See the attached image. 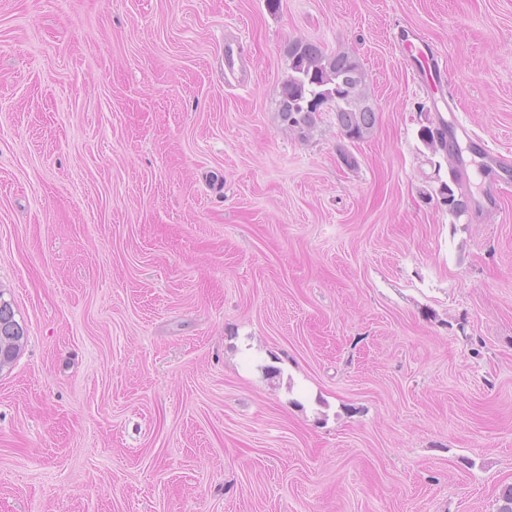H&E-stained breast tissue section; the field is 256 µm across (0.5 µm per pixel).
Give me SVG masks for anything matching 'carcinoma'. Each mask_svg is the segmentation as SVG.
I'll use <instances>...</instances> for the list:
<instances>
[{
	"mask_svg": "<svg viewBox=\"0 0 512 512\" xmlns=\"http://www.w3.org/2000/svg\"><path fill=\"white\" fill-rule=\"evenodd\" d=\"M288 75L281 84L279 116L281 122L301 137L315 128L318 114L316 101L326 95L339 97L336 125L343 137L355 143L368 138L376 125V112L367 108L366 74L351 51L326 53L317 43L295 40L288 44ZM419 136L434 152L448 150V128L444 122L424 126ZM440 195L448 210L459 215L468 203L456 198L454 190L444 182ZM9 328L0 336V360L15 361L23 346L24 329L15 319L12 304L0 298V325Z\"/></svg>",
	"mask_w": 512,
	"mask_h": 512,
	"instance_id": "obj_1",
	"label": "carcinoma"
}]
</instances>
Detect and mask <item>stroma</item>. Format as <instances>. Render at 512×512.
Here are the masks:
<instances>
[{
	"mask_svg": "<svg viewBox=\"0 0 512 512\" xmlns=\"http://www.w3.org/2000/svg\"><path fill=\"white\" fill-rule=\"evenodd\" d=\"M300 39L355 52L368 139L283 125ZM443 102L474 134L460 216L419 137ZM487 146L512 154V0H0V295L26 336L0 512H496L512 170ZM407 52L414 51L417 56L422 57L429 72L432 76L438 80L444 79L447 76V70L445 65L440 64L437 59L434 58L433 52L430 47L423 41H419L418 45L408 43L405 46Z\"/></svg>",
	"mask_w": 512,
	"mask_h": 512,
	"instance_id": "1",
	"label": "stroma"
}]
</instances>
